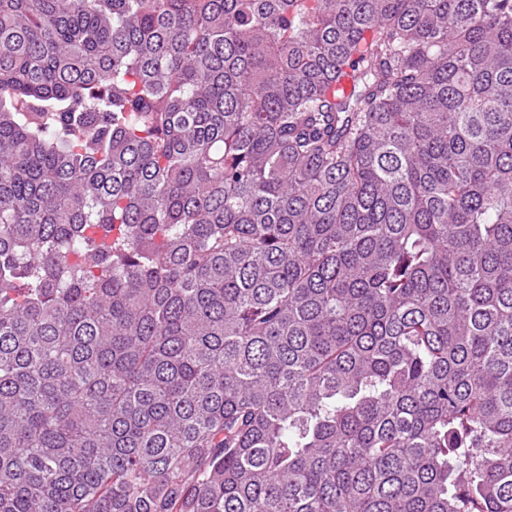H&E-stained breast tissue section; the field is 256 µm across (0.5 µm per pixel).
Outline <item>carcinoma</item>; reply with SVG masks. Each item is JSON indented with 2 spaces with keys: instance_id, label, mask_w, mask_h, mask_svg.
Returning a JSON list of instances; mask_svg holds the SVG:
<instances>
[{
  "instance_id": "cac0c4a2",
  "label": "carcinoma",
  "mask_w": 512,
  "mask_h": 512,
  "mask_svg": "<svg viewBox=\"0 0 512 512\" xmlns=\"http://www.w3.org/2000/svg\"><path fill=\"white\" fill-rule=\"evenodd\" d=\"M0 512H512V0H0Z\"/></svg>"
}]
</instances>
